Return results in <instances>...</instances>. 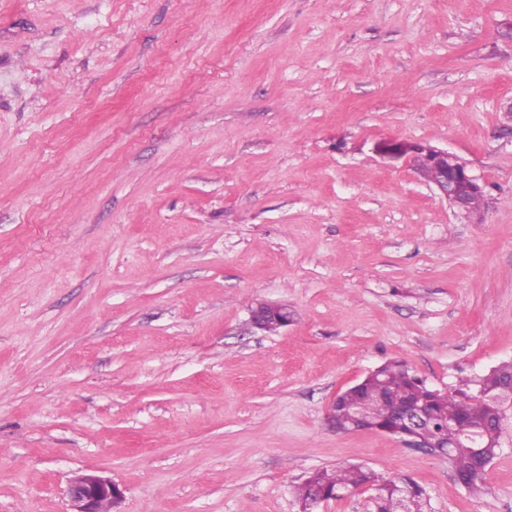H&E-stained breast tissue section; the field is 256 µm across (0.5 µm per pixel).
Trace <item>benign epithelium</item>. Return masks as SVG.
I'll use <instances>...</instances> for the list:
<instances>
[{
    "label": "benign epithelium",
    "instance_id": "1",
    "mask_svg": "<svg viewBox=\"0 0 512 512\" xmlns=\"http://www.w3.org/2000/svg\"><path fill=\"white\" fill-rule=\"evenodd\" d=\"M375 150L385 158L411 162L416 173L435 189L439 199L458 213L467 217L476 213L472 200L485 194L486 184L473 175L467 164L454 153L427 143L402 140H383L376 144ZM264 316L284 325L291 318L287 307L260 301L251 311L252 324L262 328L261 318ZM427 422L428 418L422 411H409L406 414L408 430L402 432L399 439L415 448L424 449L426 453L430 452L427 444L416 441L418 431ZM67 496L68 512H115V507L124 498V490L110 478L91 472L74 476L69 481Z\"/></svg>",
    "mask_w": 512,
    "mask_h": 512
}]
</instances>
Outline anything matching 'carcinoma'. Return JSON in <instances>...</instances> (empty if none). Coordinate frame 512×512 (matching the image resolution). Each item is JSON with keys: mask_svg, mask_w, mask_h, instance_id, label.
I'll use <instances>...</instances> for the list:
<instances>
[{"mask_svg": "<svg viewBox=\"0 0 512 512\" xmlns=\"http://www.w3.org/2000/svg\"><path fill=\"white\" fill-rule=\"evenodd\" d=\"M510 389L512 362L482 375L461 377L445 394L428 386L407 362L390 361L359 386L338 395L331 427L342 432L393 428L406 408L419 406L431 419L419 430L420 438L431 444L448 443V462L457 483L479 494L485 487L486 469L501 448L502 407L512 398ZM363 487L375 492L374 512H426V492L420 485L410 480L380 481L358 465L318 470L297 487L296 496L303 512H314L321 502Z\"/></svg>", "mask_w": 512, "mask_h": 512, "instance_id": "obj_1", "label": "carcinoma"}]
</instances>
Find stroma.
I'll use <instances>...</instances> for the list:
<instances>
[{
	"instance_id": "35a3bbf8",
	"label": "stroma",
	"mask_w": 512,
	"mask_h": 512,
	"mask_svg": "<svg viewBox=\"0 0 512 512\" xmlns=\"http://www.w3.org/2000/svg\"><path fill=\"white\" fill-rule=\"evenodd\" d=\"M512 0H0V512H300L361 465L431 512H512L333 398L392 360L512 361ZM487 184L442 202L378 141ZM267 300L294 317L251 326ZM375 150L388 159L412 162L416 173L454 211L467 217L476 213L472 200L485 195L486 184L473 175L467 164L454 153L427 143L402 140H383L376 144ZM67 512H117L124 490L110 478L95 472L74 476L68 484Z\"/></svg>"
}]
</instances>
